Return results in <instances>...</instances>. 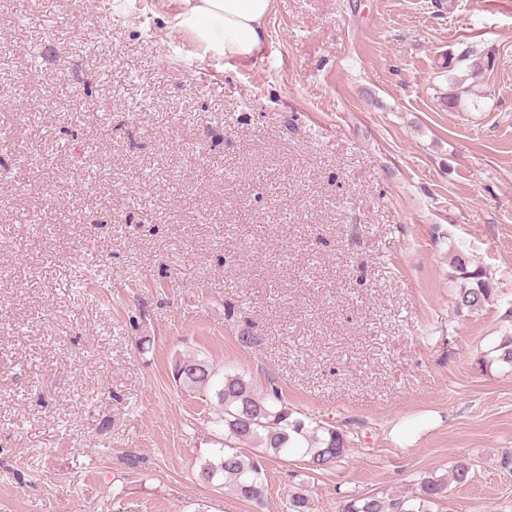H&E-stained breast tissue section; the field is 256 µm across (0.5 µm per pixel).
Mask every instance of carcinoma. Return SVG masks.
<instances>
[{"mask_svg":"<svg viewBox=\"0 0 512 512\" xmlns=\"http://www.w3.org/2000/svg\"><path fill=\"white\" fill-rule=\"evenodd\" d=\"M450 268L451 278L458 283L453 293L456 308L482 309L493 294L483 269L459 254L451 258ZM491 353L493 360L512 369V336L502 339ZM175 372L174 379L183 388L211 390L216 398V419L223 426L224 443L202 464V476L210 483H230L240 496L258 503L267 493L263 461L298 454L308 466L324 470L346 455L348 439L343 430L293 416L275 389L260 395L242 375L226 370L219 378L206 360L194 356L177 360ZM447 499V480L427 476L414 493L353 497L342 512H442Z\"/></svg>","mask_w":512,"mask_h":512,"instance_id":"1","label":"carcinoma"}]
</instances>
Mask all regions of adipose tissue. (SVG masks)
Here are the masks:
<instances>
[{"instance_id": "obj_1", "label": "adipose tissue", "mask_w": 512, "mask_h": 512, "mask_svg": "<svg viewBox=\"0 0 512 512\" xmlns=\"http://www.w3.org/2000/svg\"><path fill=\"white\" fill-rule=\"evenodd\" d=\"M272 10L273 0H181L177 25L205 51L243 62L266 41Z\"/></svg>"}]
</instances>
